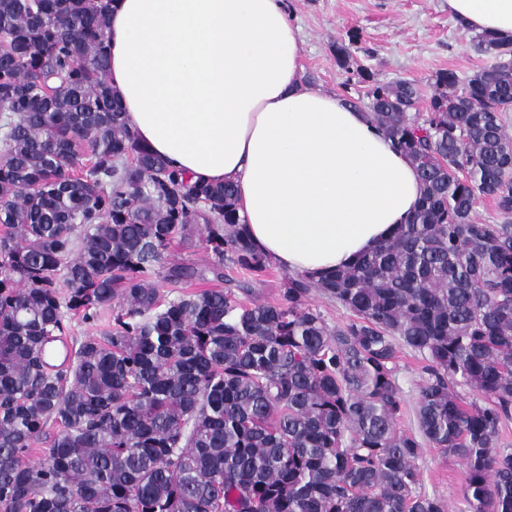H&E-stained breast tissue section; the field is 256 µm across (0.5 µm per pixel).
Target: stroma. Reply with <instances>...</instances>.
<instances>
[{
  "mask_svg": "<svg viewBox=\"0 0 512 512\" xmlns=\"http://www.w3.org/2000/svg\"><path fill=\"white\" fill-rule=\"evenodd\" d=\"M287 5L303 42V81L323 85L348 100H358L365 92L355 73L360 67L382 83H415L424 95L417 106L422 112L437 72L451 69L464 79L492 61L478 51L474 33L449 14L448 0H287ZM340 46L350 55L349 67L336 60ZM224 272L248 283L249 299L269 303L282 299L285 272L278 266L250 273L228 265ZM396 364L406 406L399 426L413 432L417 429L414 407L425 377L423 363L404 348ZM418 465L422 491L444 499L448 512H466L464 468L458 458L426 442Z\"/></svg>",
  "mask_w": 512,
  "mask_h": 512,
  "instance_id": "stroma-1",
  "label": "stroma"
}]
</instances>
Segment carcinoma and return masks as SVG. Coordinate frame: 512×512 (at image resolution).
<instances>
[{"label":"carcinoma","instance_id":"1","mask_svg":"<svg viewBox=\"0 0 512 512\" xmlns=\"http://www.w3.org/2000/svg\"><path fill=\"white\" fill-rule=\"evenodd\" d=\"M111 2L0 0V512H448L398 427L401 346L427 374L419 434L463 462L469 512H512V43L478 34L493 62L439 72L425 112L413 83L356 69L423 183L377 250L288 274L278 304L170 298L154 279L269 261L233 185L190 183L126 125ZM481 198L503 222L476 220ZM194 231L214 261H170ZM106 315L70 339V318ZM310 301L312 304L317 306L321 312H323L326 319L328 320V323L332 327L336 325H342L349 318V314L340 306L336 305V302L326 298L319 293H313L311 295Z\"/></svg>","mask_w":512,"mask_h":512}]
</instances>
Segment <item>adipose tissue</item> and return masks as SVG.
<instances>
[{
    "label": "adipose tissue",
    "mask_w": 512,
    "mask_h": 512,
    "mask_svg": "<svg viewBox=\"0 0 512 512\" xmlns=\"http://www.w3.org/2000/svg\"><path fill=\"white\" fill-rule=\"evenodd\" d=\"M512 40V0H448ZM107 82L128 127L190 180L230 182L252 243L321 275L377 249L422 196L367 113L300 79L286 0H113Z\"/></svg>",
    "instance_id": "adipose-tissue-1"
}]
</instances>
